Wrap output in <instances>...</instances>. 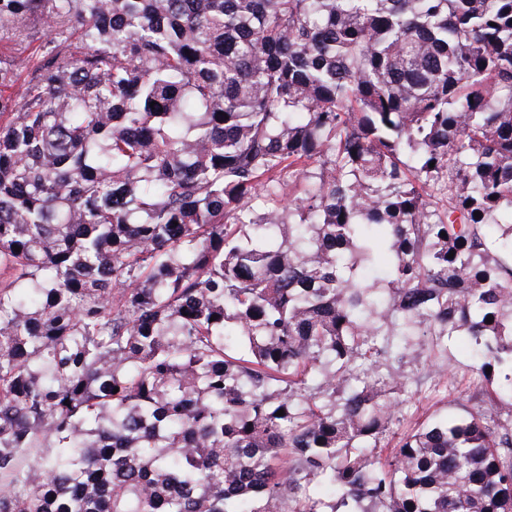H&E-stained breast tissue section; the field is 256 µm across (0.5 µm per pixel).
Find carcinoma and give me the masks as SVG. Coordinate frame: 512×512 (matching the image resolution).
<instances>
[{"instance_id": "carcinoma-1", "label": "carcinoma", "mask_w": 512, "mask_h": 512, "mask_svg": "<svg viewBox=\"0 0 512 512\" xmlns=\"http://www.w3.org/2000/svg\"><path fill=\"white\" fill-rule=\"evenodd\" d=\"M3 38L0 512H512V0H0ZM410 336L478 393L383 459Z\"/></svg>"}]
</instances>
